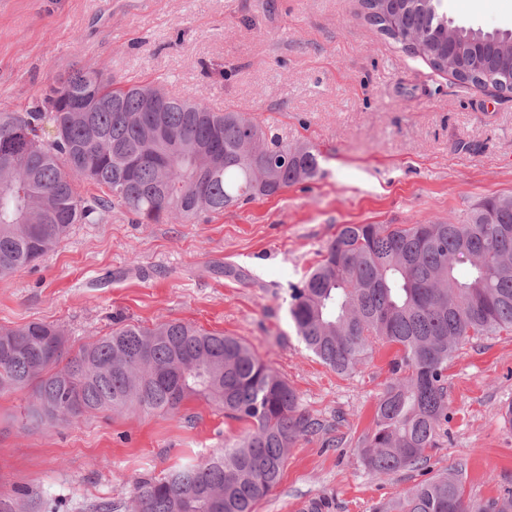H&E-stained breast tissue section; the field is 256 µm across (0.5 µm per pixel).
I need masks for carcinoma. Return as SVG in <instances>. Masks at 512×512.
Instances as JSON below:
<instances>
[{
	"mask_svg": "<svg viewBox=\"0 0 512 512\" xmlns=\"http://www.w3.org/2000/svg\"><path fill=\"white\" fill-rule=\"evenodd\" d=\"M442 0H361L366 21L440 72L512 93V32L459 27ZM162 93L161 112L146 111ZM162 125L168 138L153 133ZM55 129L52 139L44 126ZM0 277L52 251L73 224H93L116 200L149 221L193 224L205 213L273 196L315 179L320 152L284 142L243 112L213 111L153 84L118 86L83 66L53 80L40 105L0 112ZM100 191L83 198L74 175ZM292 289L289 314L306 348L350 374L379 345L402 355L361 441L364 465L379 474L412 468L448 421V361L474 338L512 331V197L489 198L464 224H345ZM469 262L461 271L458 264ZM64 332L31 322L0 328V393L29 388L35 421L68 423L138 407L174 414L202 400L248 427L224 451L137 479L135 512H255L275 487L288 448L316 425L297 393L243 340L170 321L126 324L69 353L46 340ZM375 512H467L459 470L429 479ZM479 512H512V495Z\"/></svg>",
	"mask_w": 512,
	"mask_h": 512,
	"instance_id": "cac0c4a2",
	"label": "carcinoma"
}]
</instances>
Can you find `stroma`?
<instances>
[{"label": "stroma", "instance_id": "stroma-1", "mask_svg": "<svg viewBox=\"0 0 512 512\" xmlns=\"http://www.w3.org/2000/svg\"><path fill=\"white\" fill-rule=\"evenodd\" d=\"M456 24L512 31V0H443ZM79 64L120 83L159 81L216 111L269 124L321 152L313 181L198 223H136L113 205L72 225L36 265L0 278V327L63 329L71 349L122 324L183 321L248 344L319 428L289 448L256 512H373L448 468L477 512L512 492V331L464 343L448 363V421L413 468L368 470L359 445L391 378L383 346L341 375L310 353L290 287L345 224L464 223L512 196V94L460 84L405 52L358 0H10L0 9V110L40 104ZM30 389L0 393V499L16 512H134L132 482L220 451L240 422L204 402L174 415L124 411L29 425Z\"/></svg>", "mask_w": 512, "mask_h": 512}]
</instances>
